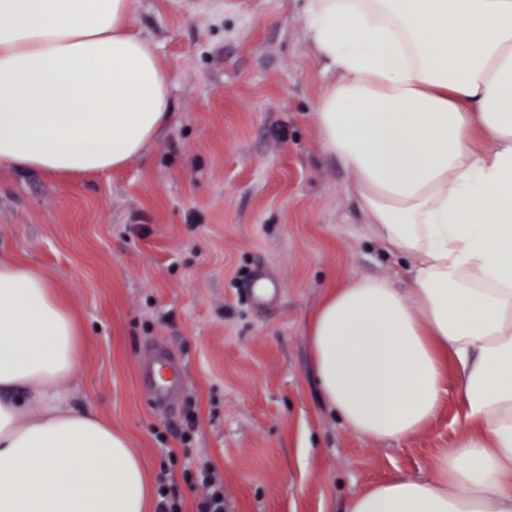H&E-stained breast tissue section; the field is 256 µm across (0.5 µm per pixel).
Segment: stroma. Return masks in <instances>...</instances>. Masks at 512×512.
I'll return each mask as SVG.
<instances>
[{
	"instance_id": "stroma-1",
	"label": "stroma",
	"mask_w": 512,
	"mask_h": 512,
	"mask_svg": "<svg viewBox=\"0 0 512 512\" xmlns=\"http://www.w3.org/2000/svg\"><path fill=\"white\" fill-rule=\"evenodd\" d=\"M170 68L172 116L144 158L83 179H0V259L40 270L85 334L73 385L167 468L200 512L210 463L225 512H343L352 493L426 471L460 428L439 418L402 443L359 439L319 391L308 336L325 288L392 274L314 120L323 78L302 0H133ZM275 292L255 303L259 280ZM182 361L175 408L138 382L155 343Z\"/></svg>"
}]
</instances>
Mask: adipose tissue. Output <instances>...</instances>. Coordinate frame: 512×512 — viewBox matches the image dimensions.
Instances as JSON below:
<instances>
[{"label": "adipose tissue", "mask_w": 512, "mask_h": 512, "mask_svg": "<svg viewBox=\"0 0 512 512\" xmlns=\"http://www.w3.org/2000/svg\"><path fill=\"white\" fill-rule=\"evenodd\" d=\"M315 118L370 236L410 266L327 288L311 317L329 408L404 442L463 405L419 476L345 512H512V0H304ZM133 0H0V174L122 170L168 122ZM73 306L0 259V512H150L123 430L79 406Z\"/></svg>", "instance_id": "obj_1"}]
</instances>
